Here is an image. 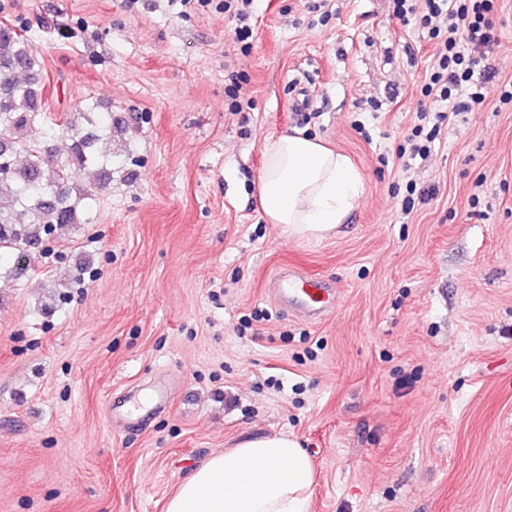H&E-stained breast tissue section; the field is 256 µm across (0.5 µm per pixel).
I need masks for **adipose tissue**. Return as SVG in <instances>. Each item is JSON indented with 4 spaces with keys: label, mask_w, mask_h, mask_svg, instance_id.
<instances>
[{
    "label": "adipose tissue",
    "mask_w": 512,
    "mask_h": 512,
    "mask_svg": "<svg viewBox=\"0 0 512 512\" xmlns=\"http://www.w3.org/2000/svg\"><path fill=\"white\" fill-rule=\"evenodd\" d=\"M363 193L352 160L317 138L283 133L264 149L256 205L288 236L335 235ZM315 481L313 463L293 435H248L180 480L164 512H307Z\"/></svg>",
    "instance_id": "ef3b65f1"
}]
</instances>
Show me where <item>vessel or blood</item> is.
<instances>
[{"label": "vessel or blood", "mask_w": 512, "mask_h": 512, "mask_svg": "<svg viewBox=\"0 0 512 512\" xmlns=\"http://www.w3.org/2000/svg\"><path fill=\"white\" fill-rule=\"evenodd\" d=\"M273 290L279 304L290 307L296 314L308 319H316L332 311L339 298L340 291L322 280L295 271L278 273ZM169 402L166 389L159 388L151 395L141 394L126 398L118 415L124 425L142 423L152 409L166 406Z\"/></svg>", "instance_id": "obj_1"}]
</instances>
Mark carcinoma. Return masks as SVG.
Listing matches in <instances>:
<instances>
[{
	"label": "carcinoma",
	"instance_id": "cac0c4a2",
	"mask_svg": "<svg viewBox=\"0 0 512 512\" xmlns=\"http://www.w3.org/2000/svg\"><path fill=\"white\" fill-rule=\"evenodd\" d=\"M42 57L22 26L0 22V260L30 256L44 237L80 223L83 201L112 189V119L85 100L63 124L43 111ZM41 128L38 139L24 134ZM64 134L70 159L54 156L50 142Z\"/></svg>",
	"mask_w": 512,
	"mask_h": 512
}]
</instances>
